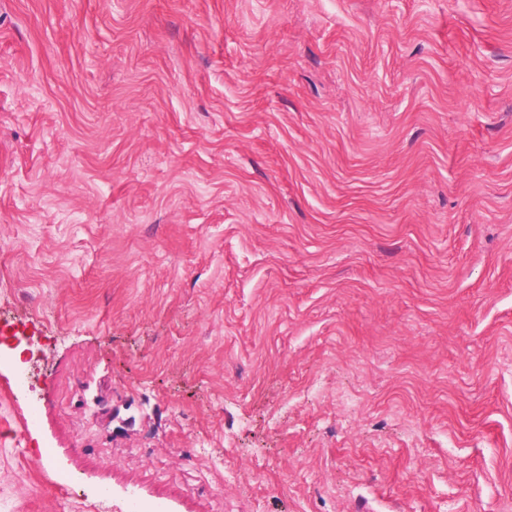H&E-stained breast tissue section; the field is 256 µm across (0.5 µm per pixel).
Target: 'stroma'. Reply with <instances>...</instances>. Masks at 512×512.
Wrapping results in <instances>:
<instances>
[{"mask_svg": "<svg viewBox=\"0 0 512 512\" xmlns=\"http://www.w3.org/2000/svg\"><path fill=\"white\" fill-rule=\"evenodd\" d=\"M0 352V512H512V0H0Z\"/></svg>", "mask_w": 512, "mask_h": 512, "instance_id": "35a3bbf8", "label": "stroma"}]
</instances>
